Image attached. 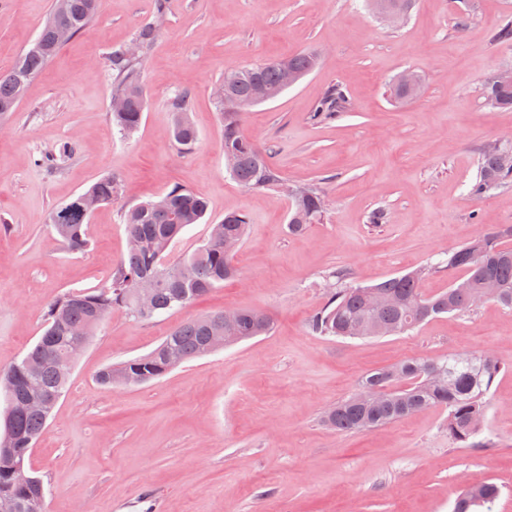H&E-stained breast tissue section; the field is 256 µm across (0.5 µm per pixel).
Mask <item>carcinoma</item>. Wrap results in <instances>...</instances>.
<instances>
[{
  "instance_id": "cac0c4a2",
  "label": "carcinoma",
  "mask_w": 512,
  "mask_h": 512,
  "mask_svg": "<svg viewBox=\"0 0 512 512\" xmlns=\"http://www.w3.org/2000/svg\"><path fill=\"white\" fill-rule=\"evenodd\" d=\"M67 8L64 19L73 34L85 30L96 18L100 0H52L49 20L59 13L60 3ZM412 0H371L374 9L384 14L397 10L408 12ZM51 31L43 28L31 45L22 51L12 68L0 72V118L16 111L30 81L58 54ZM319 54L301 51L284 58L269 59L224 73L221 86L228 87L239 99L254 105L274 99L285 91L281 66L286 64L302 79L318 65ZM112 95L124 99L125 106L112 112V125L123 135H132L140 126L147 95L141 79L139 58H131L120 48L112 51ZM485 101L496 108L512 107V85L485 84ZM191 94H177L171 101V133L179 149L188 153L198 140L189 117ZM224 124V158L230 174L252 191L270 190L280 176L269 157L242 127L243 113L224 108V99L216 97ZM347 109L341 90L332 88L315 108L312 118L321 120ZM512 180V146H487L481 156L479 174L468 193L475 200ZM119 180L104 176L92 183L87 192L103 204H110L118 194ZM68 212L57 221L60 210ZM53 211L49 224L64 246L72 253L89 249V217L73 199ZM208 201L174 185L155 200L132 206L123 213L125 236L137 241L115 266L112 277L98 288L68 292L47 303L45 329L20 360L0 373V382L15 388L32 406L14 415L10 427L0 434V495L15 499L18 512H47V491L42 480L39 489L19 485L13 480L18 466H27L32 448L42 434L69 382L79 347H86L97 327L112 308L126 309L132 317L149 320L186 307L198 297L221 286L235 275L233 255L224 251V241L242 243L249 217L244 212L231 213L211 225L208 239L192 253L175 263L164 262L165 253L175 238L190 224L205 220ZM326 210L324 194L314 187L297 189L292 200L288 231L304 232L318 222ZM512 225L482 232L470 242L448 250L447 258L436 268L453 274L448 287L427 294L420 283L432 268L415 269L390 276L370 286L349 285L331 291L310 321L313 332L323 336L354 337L361 328L368 337L393 336L411 330L442 314L473 310L472 292L482 288L497 289L495 302L512 310ZM143 276L157 281L150 309L135 308L133 291ZM82 326L86 332L75 336L72 330ZM273 327L269 316L252 309L237 310L232 328L224 326L219 313L190 319L175 326L146 356L102 370L99 383L137 385L159 378L170 371L171 362L182 363L214 352V346L226 336L245 340L268 334ZM503 366L490 355H452L438 360L412 358L389 368L375 371L362 379L360 388L349 397L329 407L322 423L339 432L376 429L422 410L442 406L448 409V436L462 448H484L476 440L485 419L489 389ZM439 370L448 376V386L438 387L430 380ZM500 488L491 482L461 491L452 512H475L493 503Z\"/></svg>"
}]
</instances>
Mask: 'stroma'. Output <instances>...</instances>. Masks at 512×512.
<instances>
[{"instance_id": "stroma-1", "label": "stroma", "mask_w": 512, "mask_h": 512, "mask_svg": "<svg viewBox=\"0 0 512 512\" xmlns=\"http://www.w3.org/2000/svg\"><path fill=\"white\" fill-rule=\"evenodd\" d=\"M51 0H0V71L38 36ZM155 0H102L95 20L30 82L0 124V369L41 336L48 301L107 282L126 248L124 208L178 184L209 202L167 256L175 261L234 211L250 219L235 279L152 320L116 309L78 357L68 388L29 457L49 512H451L458 490L492 481L493 512H512V310L487 303L400 335L343 339L312 332L333 272L372 285L512 225V184L469 197L484 145L512 142V108L487 106L484 83L512 71V44L495 40L512 0H416L393 24L367 0H174L147 48L148 104L137 132L112 126L113 48L154 18ZM303 50L317 69L243 116L285 183L327 196L319 223L287 228L279 190L251 191L227 171L214 88L226 71ZM406 70L420 93L392 94ZM351 109L311 113L332 87ZM191 93L199 141H173L170 103ZM74 145L61 169L42 156ZM121 190L94 211L90 248L70 253L48 219L97 179ZM381 211V223L369 221ZM255 309L270 334L180 365L139 385H101L99 372L150 352L173 326L224 309ZM488 354L504 364L479 435L462 448L436 407L387 426L339 433L320 419L366 375L406 358Z\"/></svg>"}]
</instances>
